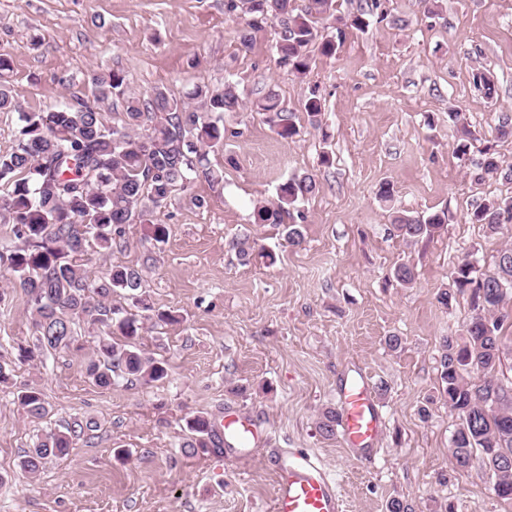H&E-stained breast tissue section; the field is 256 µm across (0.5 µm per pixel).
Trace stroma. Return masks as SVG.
Returning a JSON list of instances; mask_svg holds the SVG:
<instances>
[{
  "instance_id": "stroma-1",
  "label": "stroma",
  "mask_w": 512,
  "mask_h": 512,
  "mask_svg": "<svg viewBox=\"0 0 512 512\" xmlns=\"http://www.w3.org/2000/svg\"><path fill=\"white\" fill-rule=\"evenodd\" d=\"M359 12L367 30L346 29L331 58L311 45L299 76L277 62V24L241 48L244 17L225 13L224 0H0V54L19 111L91 97L95 78L116 71L144 98L163 89L184 99L227 81L246 104L271 91L300 129L284 139L265 114H225L224 146L207 154L218 181L198 178L154 212L165 242L132 224L110 258L89 253L93 270H139L153 311L174 314L161 326L146 320L136 341L167 362L168 376L94 385L86 364L95 337L84 327L79 348L19 365L0 386V512H272L270 460L294 451L339 481L343 512H386L394 498L412 512H512L489 473L459 468L449 451L458 417L440 397L441 344L462 336L472 308L466 296L448 308L437 301L463 258L492 271L502 244L467 215L512 195V182L474 180L453 153L448 111L460 109L512 163V139L495 138L512 117V0H441L433 14L423 0H336L337 15ZM479 70L493 78L495 98L475 88ZM313 96L325 104L317 129L305 111ZM303 173L317 189L296 208L304 241L292 246L281 226L255 223L253 210ZM384 182L394 187L387 201L377 196ZM440 210L447 224L412 245L392 224L399 212ZM235 238L256 250L240 257ZM400 263L413 266V284L393 280ZM391 335L399 349L387 345ZM34 341L29 297L0 266V354L15 357ZM361 375L383 418L364 466L317 429L320 414L337 409V390ZM29 386L43 391L48 418L23 412L17 395ZM228 410L246 414L263 440L242 458L190 449L187 420L215 422ZM73 426L81 434L68 455L36 478L20 472L42 434Z\"/></svg>"
}]
</instances>
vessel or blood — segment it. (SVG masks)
I'll list each match as a JSON object with an SVG mask.
<instances>
[{
  "mask_svg": "<svg viewBox=\"0 0 512 512\" xmlns=\"http://www.w3.org/2000/svg\"><path fill=\"white\" fill-rule=\"evenodd\" d=\"M342 409L341 433L348 448L361 453L379 431L381 415L371 388L364 378L352 380L337 393ZM217 432L232 444L247 446L262 440L263 434L242 414H225ZM273 512H341L342 501L336 481L304 452L278 457Z\"/></svg>",
  "mask_w": 512,
  "mask_h": 512,
  "instance_id": "obj_1",
  "label": "vessel or blood"
}]
</instances>
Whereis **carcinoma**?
<instances>
[{
	"instance_id": "1",
	"label": "carcinoma",
	"mask_w": 512,
	"mask_h": 512,
	"mask_svg": "<svg viewBox=\"0 0 512 512\" xmlns=\"http://www.w3.org/2000/svg\"><path fill=\"white\" fill-rule=\"evenodd\" d=\"M230 13L249 15L239 31V44L251 45L250 31L268 22L279 23L278 63L304 75L309 71L308 46L317 37V23L330 16L332 0H308L300 14L291 0H224ZM0 55V112L18 110L3 81L9 70ZM115 98L122 108V124L108 122L101 104ZM197 107L158 90L145 99L127 92L124 76L112 72L96 79L93 99L63 102L50 112H22L18 144L0 155V224L11 225L18 240L13 249L0 252V263L23 288L32 305L36 343L18 347L21 362L33 361L50 351L68 349L78 337L77 325L85 323L106 335L96 337L86 365L87 376L107 387L118 377L144 383L167 375L164 362L138 349L134 339L141 330L136 314L112 304L119 295L143 303L139 271L112 265L97 274L84 267L91 249L108 255L124 241L129 224L148 225V237L157 243L166 238V227L150 216L165 205L175 187L187 189L199 176L214 177L205 167L206 148L224 146V113L244 107L231 84L222 89L198 87L192 94ZM253 106L267 114L277 135L298 134L296 113L278 106L267 93ZM455 132L454 154L462 161L479 154L475 178L502 172L512 181V165L505 163L491 143L476 145L478 138L458 110L448 112ZM317 184L309 173L295 175L279 187L277 199L254 209L258 224H280L286 209L312 195ZM472 224L497 235L512 227V196L494 198L469 215ZM446 222L445 212L426 217L400 214L393 225L407 242L433 236ZM455 290L443 289L438 302L447 307L457 296L470 293L475 314L465 328L463 342L443 340L440 359L441 395L456 412L459 423L451 448L462 469L474 462L495 479L496 494L512 500V468L490 467L491 455L512 453V379L499 377L503 358L512 352V336L504 335L505 316L499 314L512 296V245L497 250L494 271L480 276L470 260L451 272ZM121 336L125 343L112 341ZM19 404L33 418H45L49 408L41 390L28 387L18 395ZM336 412L320 416L317 427L326 438L336 435ZM188 429L199 447L212 440L208 417L196 415ZM74 434L50 431L20 461L21 470L36 476L53 458L69 451Z\"/></svg>"
}]
</instances>
